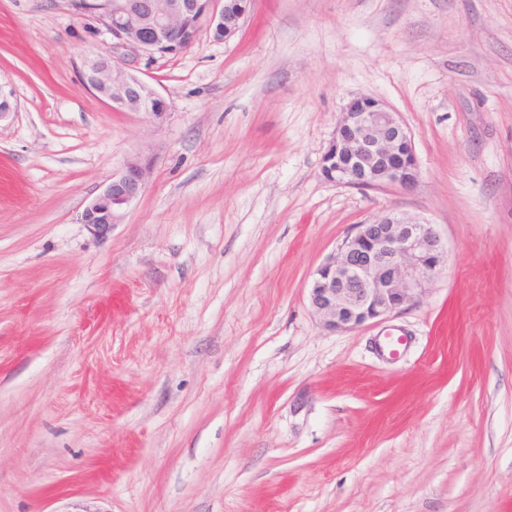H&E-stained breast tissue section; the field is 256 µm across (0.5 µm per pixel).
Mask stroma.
I'll return each instance as SVG.
<instances>
[{
    "label": "stroma",
    "mask_w": 512,
    "mask_h": 512,
    "mask_svg": "<svg viewBox=\"0 0 512 512\" xmlns=\"http://www.w3.org/2000/svg\"><path fill=\"white\" fill-rule=\"evenodd\" d=\"M106 42L67 0H0V512H512V0H252L140 66L160 126L84 85ZM358 95L411 133L413 189L322 176ZM389 210L443 266L325 329L314 271ZM149 169V161L134 158L114 174L105 189L89 204L82 221L98 235L104 236L119 224L126 209L142 194Z\"/></svg>",
    "instance_id": "obj_1"
}]
</instances>
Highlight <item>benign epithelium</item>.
<instances>
[{"instance_id": "1", "label": "benign epithelium", "mask_w": 512, "mask_h": 512, "mask_svg": "<svg viewBox=\"0 0 512 512\" xmlns=\"http://www.w3.org/2000/svg\"><path fill=\"white\" fill-rule=\"evenodd\" d=\"M251 0L236 11L221 0H69L74 13L112 48L86 54V86L113 109L143 112L156 125L170 115L168 102L129 67L127 55L152 62L158 49L179 53L207 25L226 41L241 28ZM149 161L134 158L112 174L105 189L82 215L98 235L120 223L142 194ZM322 175L330 182L358 188L383 185L409 190L420 171L413 139L384 101L360 96L340 112L331 144L322 157ZM445 258L434 225L394 210L356 225L309 284V305L323 326L350 330L380 322L417 301Z\"/></svg>"}]
</instances>
